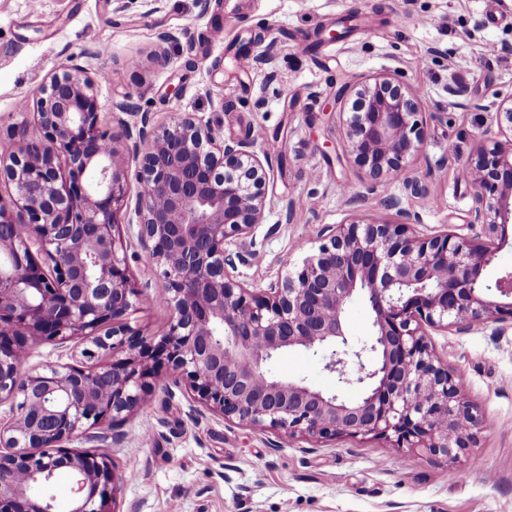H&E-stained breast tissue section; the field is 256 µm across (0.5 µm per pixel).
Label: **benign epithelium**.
Wrapping results in <instances>:
<instances>
[{"label": "benign epithelium", "mask_w": 512, "mask_h": 512, "mask_svg": "<svg viewBox=\"0 0 512 512\" xmlns=\"http://www.w3.org/2000/svg\"><path fill=\"white\" fill-rule=\"evenodd\" d=\"M95 79L64 66L41 89L36 120L13 127L0 152V512H56L55 472L74 477L67 512H117L114 464L74 447L145 404L158 370L184 384L196 410L256 430L317 441L372 435L452 461L485 431L425 341L426 328L458 330L512 317V272L491 281L493 250L456 233L425 236L393 200V222L323 229L326 243L295 272L250 292L238 250L265 209L276 151L246 134L229 140L186 112L156 129L140 117L126 161L100 124ZM341 106L348 151L373 179L405 170L424 142L419 104L397 76L347 84ZM494 113L500 138L460 168L472 188L469 223L489 235L512 223V98ZM136 185V237L159 269L170 310L155 340L131 325L140 290L118 232ZM44 254L48 266L35 257ZM362 300L371 334L350 345L346 305ZM83 346L75 363L28 367L44 343ZM294 349L322 354L352 401L268 364Z\"/></svg>", "instance_id": "7a95c632"}]
</instances>
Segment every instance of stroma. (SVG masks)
Returning a JSON list of instances; mask_svg holds the SVG:
<instances>
[{
  "label": "stroma",
  "instance_id": "1",
  "mask_svg": "<svg viewBox=\"0 0 512 512\" xmlns=\"http://www.w3.org/2000/svg\"><path fill=\"white\" fill-rule=\"evenodd\" d=\"M353 16L342 39L328 33ZM175 43L158 47L155 33ZM273 46V64L234 66L237 55ZM171 63L158 69L153 55ZM101 74V123L130 146L112 114L119 105L165 123L190 112L225 138L255 130L280 145L263 220L243 240L237 274L258 292L317 253L321 230L350 216L392 218L397 197L423 235L483 238L459 168L497 133L491 115L512 97V0H0V134L34 114L41 88L62 65ZM397 75L426 119L411 176L371 179L348 152L337 95L349 81ZM265 102L254 110L255 99ZM120 238L141 290L131 317L160 336L170 312L154 297L157 269L128 225ZM429 344L485 423L455 462L367 437L318 442L258 431L193 411L184 388L152 386L147 403L111 432L118 512H512V318L432 332ZM271 371L326 392L336 389L321 356L292 351Z\"/></svg>",
  "mask_w": 512,
  "mask_h": 512
}]
</instances>
